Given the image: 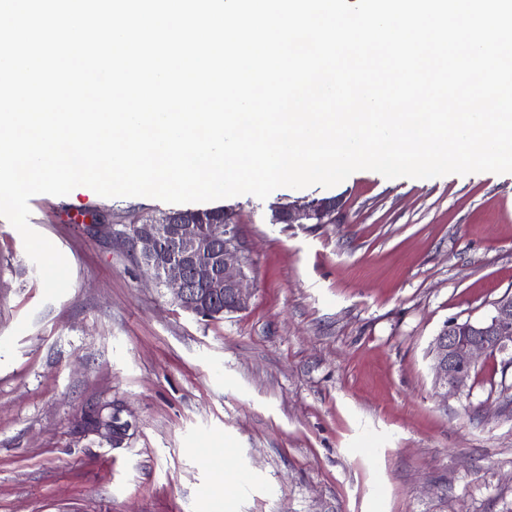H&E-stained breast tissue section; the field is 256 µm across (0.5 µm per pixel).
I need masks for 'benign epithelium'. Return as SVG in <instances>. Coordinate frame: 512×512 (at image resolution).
<instances>
[{
  "mask_svg": "<svg viewBox=\"0 0 512 512\" xmlns=\"http://www.w3.org/2000/svg\"><path fill=\"white\" fill-rule=\"evenodd\" d=\"M343 218L336 201L325 199L276 207L270 223L339 224ZM147 223L176 224L170 238L171 256L158 268L153 265L156 254L161 252L157 230H140L128 239L155 282L171 290L183 308L206 319L248 308V253L231 214H226L224 222L210 225L205 236L192 220L177 222L170 214L151 217ZM220 244L224 250L218 254L216 247ZM191 276L201 285L200 290L188 287ZM430 352L436 384L447 394L459 393L468 386L481 356L507 354L512 364V293L499 297L493 303L492 314L485 319L453 317L446 321Z\"/></svg>",
  "mask_w": 512,
  "mask_h": 512,
  "instance_id": "7a95c632",
  "label": "benign epithelium"
}]
</instances>
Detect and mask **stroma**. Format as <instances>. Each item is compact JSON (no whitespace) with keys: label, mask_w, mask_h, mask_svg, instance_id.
I'll list each match as a JSON object with an SVG mask.
<instances>
[{"label":"stroma","mask_w":512,"mask_h":512,"mask_svg":"<svg viewBox=\"0 0 512 512\" xmlns=\"http://www.w3.org/2000/svg\"><path fill=\"white\" fill-rule=\"evenodd\" d=\"M325 197L342 223L269 221ZM220 205L251 301L213 321L128 240L171 204L33 196L30 226L71 268L52 302L0 217V512H512V366L480 358L447 396L430 356L449 318L512 292V173L361 170ZM240 471L248 485L224 495Z\"/></svg>","instance_id":"stroma-1"}]
</instances>
